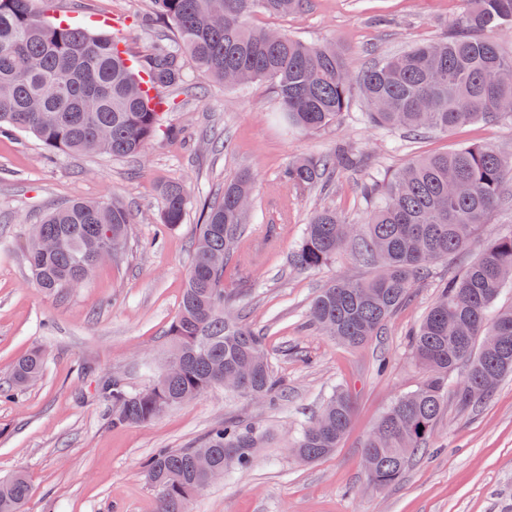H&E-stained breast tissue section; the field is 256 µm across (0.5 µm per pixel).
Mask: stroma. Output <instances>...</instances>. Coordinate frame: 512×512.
I'll list each match as a JSON object with an SVG mask.
<instances>
[{
  "instance_id": "1",
  "label": "stroma",
  "mask_w": 512,
  "mask_h": 512,
  "mask_svg": "<svg viewBox=\"0 0 512 512\" xmlns=\"http://www.w3.org/2000/svg\"><path fill=\"white\" fill-rule=\"evenodd\" d=\"M466 7V0H305L294 13L257 12L252 22L307 43L336 42L360 72L379 56L444 37ZM53 9L54 17L89 31L119 34L136 58L175 37L170 24L142 22L149 0H54ZM174 98L169 133L156 135L140 157L52 153L23 130L0 134V383L32 350L45 356L38 381L0 399V478L28 476L25 512H156L157 492L142 462L159 449L195 446L229 420L267 439L251 468L225 469L223 479L190 500L189 512H503L512 504V376L474 410L449 407L431 448L412 457L388 487L370 484L364 467L366 441L382 415L425 378L411 357L410 333L439 280L473 253L436 265L382 335L356 348L313 332L306 315L319 288L339 275L368 277L371 268L346 254L299 271L290 255L316 210L363 222L364 184L416 157L470 144L512 152V120H480L413 139L366 123L357 96L337 124L301 134L279 121L268 84L228 91L195 71ZM209 134L227 138L228 148L212 149ZM341 147L364 153L366 164L323 190L281 182L290 158ZM242 174L254 182L252 224L269 223L281 208L288 221L227 309L259 332L283 398L272 405L217 387L148 423L112 427L98 380L116 377L135 390L152 384L185 288L198 203L219 197L225 181ZM164 181L183 182L195 199L174 227L161 220ZM114 199L133 216L118 259L98 266L82 288L61 295L36 288L25 258L29 226L75 200ZM340 387L354 400L347 435L333 455L300 462L293 440Z\"/></svg>"
}]
</instances>
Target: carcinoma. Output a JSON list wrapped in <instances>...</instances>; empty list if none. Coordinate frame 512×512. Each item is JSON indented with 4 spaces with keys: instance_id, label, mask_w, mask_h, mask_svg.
<instances>
[{
    "instance_id": "cac0c4a2",
    "label": "carcinoma",
    "mask_w": 512,
    "mask_h": 512,
    "mask_svg": "<svg viewBox=\"0 0 512 512\" xmlns=\"http://www.w3.org/2000/svg\"><path fill=\"white\" fill-rule=\"evenodd\" d=\"M38 0H0V126L35 135L52 152H95L113 157L142 155L160 131L165 113L145 89L178 88L186 60L210 78L235 89L269 84L287 125L312 134L336 124L353 94L365 103L369 124L406 131L446 133L485 119H512V54L491 33L512 30V0H467L448 34L417 43L354 74L332 43L312 45L288 34L250 24L255 12L286 15L304 0H152L155 14L176 33L159 44L142 67L148 81L128 63L118 35H94L48 20ZM355 164L342 154L302 157L282 172L287 186L313 190ZM373 207L361 224L329 209L313 213L292 265L311 270L350 251L376 268L369 279L343 276L320 289L308 311V326L346 346L383 333L392 314L434 264L468 251L487 214L512 204V154L469 145L417 158L391 177L365 187ZM162 223L184 221L191 204L180 182L159 185ZM251 178L224 183L221 199L208 206L192 244L193 260L178 314L169 330V377L157 376L144 393L118 378L98 387L112 406V426L151 421L199 398L248 361L251 374L240 392L273 403L282 396L260 337L241 319L224 312L232 289L247 268L242 244L249 233ZM132 215L114 200L72 202L35 225L28 264L35 285L57 294L70 283H87L94 253L120 251ZM512 281V228L486 242L477 257L448 275L413 334L411 347L426 378L399 397L365 444L369 481L388 486L409 457L429 447L436 425L453 402L467 411L491 396L512 375V308L492 309ZM464 369L454 385L448 374ZM44 357L34 351L18 360L11 385L39 379ZM353 418L342 388L301 428L297 457L316 461L340 447ZM264 434L226 422L194 448L160 449L144 462L155 487L157 512H188L187 504L208 485L203 462L248 466ZM30 484L22 473L0 481V512H23Z\"/></svg>"
}]
</instances>
